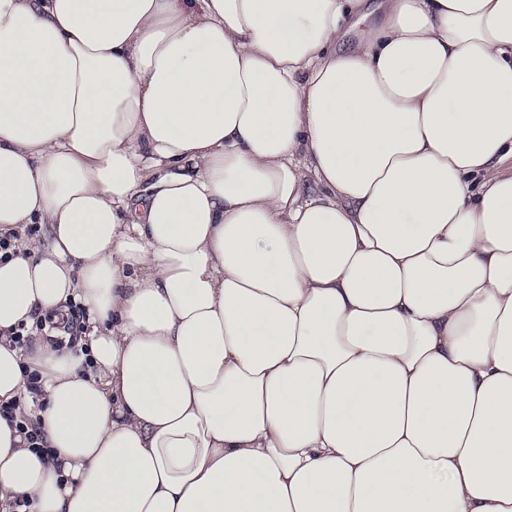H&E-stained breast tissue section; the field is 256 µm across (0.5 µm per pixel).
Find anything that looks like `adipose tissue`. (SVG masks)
<instances>
[{"label": "adipose tissue", "mask_w": 512, "mask_h": 512, "mask_svg": "<svg viewBox=\"0 0 512 512\" xmlns=\"http://www.w3.org/2000/svg\"><path fill=\"white\" fill-rule=\"evenodd\" d=\"M367 8L0 0V505L512 512V0ZM18 403L8 402L7 404L0 405V416L15 423V429L21 435H24L27 447L33 450L39 449L43 451L44 442L38 427L35 426L29 419L21 415L17 417L15 411L17 410Z\"/></svg>", "instance_id": "ef3b65f1"}]
</instances>
